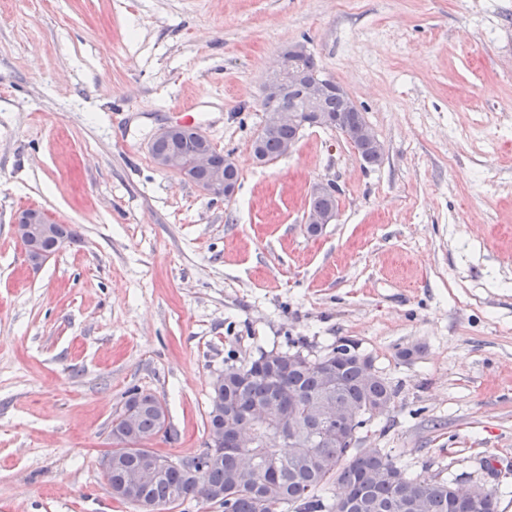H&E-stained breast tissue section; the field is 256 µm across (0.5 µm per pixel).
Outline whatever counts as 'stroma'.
Instances as JSON below:
<instances>
[{"label": "stroma", "instance_id": "stroma-1", "mask_svg": "<svg viewBox=\"0 0 512 512\" xmlns=\"http://www.w3.org/2000/svg\"><path fill=\"white\" fill-rule=\"evenodd\" d=\"M296 42L378 166L318 127L254 160ZM188 105L238 166L232 201L151 158ZM318 181L339 212L314 236ZM28 207L80 236L36 271ZM337 339L397 389L360 448L512 512V0H0V512H136L98 465L129 389L168 409L144 447L194 456L227 359Z\"/></svg>", "mask_w": 512, "mask_h": 512}]
</instances>
